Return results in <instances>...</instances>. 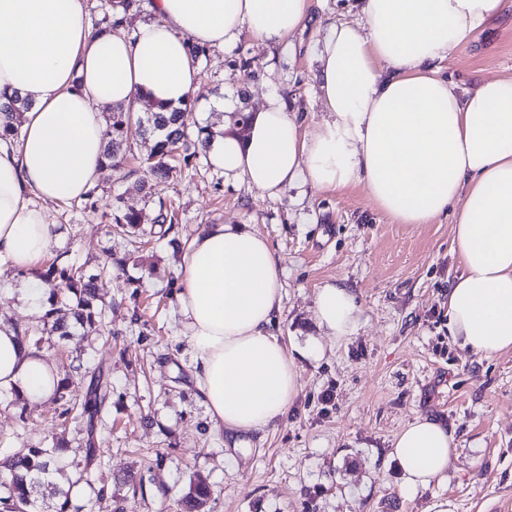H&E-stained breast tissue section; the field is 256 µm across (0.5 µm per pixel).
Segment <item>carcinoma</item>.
Masks as SVG:
<instances>
[{
	"label": "carcinoma",
	"instance_id": "obj_1",
	"mask_svg": "<svg viewBox=\"0 0 512 512\" xmlns=\"http://www.w3.org/2000/svg\"><path fill=\"white\" fill-rule=\"evenodd\" d=\"M125 7V19L143 12L144 0H120ZM115 0H101V18L95 25L118 27L123 23L112 15ZM28 104L16 94L0 92V111L20 113L27 109ZM193 111L192 104L182 108L169 109L163 106L145 105L142 113L132 112L123 107H114L107 118L105 159L107 165L119 169L123 164L120 147L130 135L149 137L154 140L150 152L140 162L141 189L149 198L156 194L159 184L165 182L174 166L171 161L185 151L182 160L189 164L190 158L196 153L189 152L185 114ZM110 230L136 242L142 226L157 224L163 227V233L172 230L174 212L167 208L163 200H158V207L151 213L141 209L124 208L117 204L112 212L106 215ZM123 260L105 252V258L97 266L96 273H87L84 265L75 263H52L43 271L34 275L48 289V304L39 323L22 330L23 338L37 335H57L69 338L77 330H97L103 326L106 307L98 303L97 281L112 273L113 268L122 266ZM80 378L90 377L86 389H80L83 382H74L66 376L59 380L55 390L54 401L60 403L59 419L67 423L70 419L85 418L92 423L99 415L112 407V382L103 373L90 366H77ZM86 465H91L98 455L92 437L77 442ZM54 449L29 448L6 458L0 463L9 473L6 486L7 495L0 496V507L3 512H32L35 504L34 494L44 483V477L50 473L54 465ZM212 492L208 485L197 482L190 483L187 492L179 500L181 512H208Z\"/></svg>",
	"mask_w": 512,
	"mask_h": 512
}]
</instances>
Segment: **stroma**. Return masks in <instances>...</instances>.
Segmentation results:
<instances>
[{
    "label": "stroma",
    "instance_id": "1",
    "mask_svg": "<svg viewBox=\"0 0 512 512\" xmlns=\"http://www.w3.org/2000/svg\"><path fill=\"white\" fill-rule=\"evenodd\" d=\"M361 20L356 0H319L281 45L241 34L201 63L195 101L224 98L253 112L275 93L289 111L322 120L314 53L331 25ZM440 67L461 93L484 77H511L512 15L490 20ZM151 146L128 140L127 170L103 171L95 209L46 206L60 229L50 260L92 270L103 251L127 258L123 271L97 282L108 306L100 334L37 345L56 367L77 353L112 382V408L96 427L100 455L90 485L71 490L74 504L82 512H112L115 500L122 512H177L179 496L200 480L214 491L210 512H512V350L487 359L448 335V290L461 272L449 218L393 223L360 185L339 194L305 183L273 197L225 177L203 152L160 193L176 212L177 245L155 238L138 250L108 234L103 215L118 200L144 207L133 170ZM210 224L250 225L279 256L284 293L273 332L299 372L287 417L249 436L243 450L234 433L210 427L175 299L180 248ZM335 282L362 309L357 331L340 341L324 336L314 316L318 288ZM30 283L0 274V321L37 323L20 293ZM57 412L52 402L21 411L13 395L0 394V460L51 447ZM420 416L448 428L455 453L443 478L412 489L390 451Z\"/></svg>",
    "mask_w": 512,
    "mask_h": 512
}]
</instances>
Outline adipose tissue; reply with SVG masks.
I'll return each mask as SVG.
<instances>
[{
  "label": "adipose tissue",
  "mask_w": 512,
  "mask_h": 512,
  "mask_svg": "<svg viewBox=\"0 0 512 512\" xmlns=\"http://www.w3.org/2000/svg\"><path fill=\"white\" fill-rule=\"evenodd\" d=\"M365 22L332 25L316 59L328 116L306 124L269 94L244 134L225 131L212 165L269 195L312 183L343 193L363 185L396 224L453 222L462 271L448 291V333L492 358L512 350V78L459 96L440 73L512 0H360ZM314 0H153L154 20L97 33L84 0H0V91L31 103L18 140L0 142V273L37 266L58 233L46 204L92 190L103 170L109 106L144 99L183 106L199 91L188 42L223 47L249 34L276 46L304 27ZM176 295L198 396L212 429L264 433L299 389L293 359L271 331L282 268L246 224H213L186 246ZM362 310L347 288L318 289L325 335L353 334ZM57 369L0 323V391L52 398ZM453 437L419 417L393 453L409 487L448 470Z\"/></svg>",
  "instance_id": "1"
}]
</instances>
